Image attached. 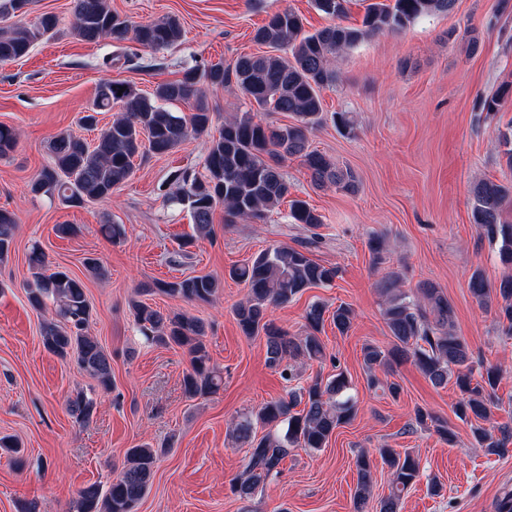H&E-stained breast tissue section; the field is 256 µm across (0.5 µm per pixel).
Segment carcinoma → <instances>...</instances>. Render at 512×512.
<instances>
[{
    "label": "carcinoma",
    "instance_id": "1",
    "mask_svg": "<svg viewBox=\"0 0 512 512\" xmlns=\"http://www.w3.org/2000/svg\"><path fill=\"white\" fill-rule=\"evenodd\" d=\"M346 2L314 0L319 12L338 22L313 33L303 32L302 18L297 13H274L254 33V40L269 51L241 56L228 67L217 63L202 70L188 69L180 78L157 85L151 97L127 82L99 83L91 108L79 122L95 130L98 114L116 105L123 112L100 129L92 145L67 132L55 135L48 144L51 164L33 180L31 192L56 197L69 207L110 199L132 175L134 158L167 155L186 141L209 134L213 113L206 101V88L233 83L256 105V111L224 119L218 135L207 142L204 173L180 167L168 179L174 187L168 200L187 210L199 232L212 233L213 216L219 207L224 208L227 225L238 220L266 221L290 194L291 185L281 163L293 157L300 159L310 172L315 187L334 186L347 194L356 193L355 174L308 145V134L323 119L321 91L336 83V57L373 35L399 32L421 17L448 14L454 10L456 0L371 3L359 25L339 22L346 15ZM58 25L56 15L45 13L33 23L10 26L0 33V61L25 57L39 40L55 33ZM71 30L86 42L130 38L154 49L166 48L182 37L181 24L175 17L135 24L112 11L106 0H75ZM282 49L288 51L289 57L278 54ZM507 95L505 87L479 98L478 120L492 124ZM178 103L192 104L191 111L172 110L171 106ZM260 112H285L294 117V122L274 126L258 118ZM16 143L15 130L0 125V157L9 155ZM471 194L473 223L482 237L498 247L500 262L511 270L512 221L505 217V203L512 197V181L482 179L473 185ZM289 217L309 232L301 248L269 247L229 272L231 278L247 288L245 297L233 309L241 333L248 338L264 337L267 363L281 369L287 381L294 378L290 361L325 357L319 333L326 313H331L333 325L342 334L350 330L354 320L350 306L340 304L330 312L319 302L305 313L303 336H292L269 319L270 308L288 303L309 288L331 285L338 273L335 267L310 257V247L318 239L314 230L322 224L321 215L307 202L293 199ZM16 226L15 213L0 208V263L11 253ZM368 248L373 264L385 263L383 236L371 235ZM28 264L33 277L26 287L29 304L36 310L44 309L49 301L54 306V317L44 320L40 328L44 348L62 360H74L97 380L102 391H110L112 357L89 333L93 314L83 283L65 270L51 267L38 247L32 248ZM220 287L218 278L200 275L155 281L143 292L191 303H212ZM469 291L479 304L497 307L498 319L508 323L507 333L512 335V274L492 285L476 269L469 279ZM380 293L392 344L389 348L364 345L368 384H379L376 370L387 368L393 361L410 359L434 385L454 383L460 394L455 407L459 419L490 420L498 406L496 390L504 372L496 365L473 360L468 343L454 331V310L443 291L430 282L419 284L414 292L407 291L402 274L390 271L380 283ZM132 309L138 331L146 341L186 349L190 368L183 376V389L188 398L207 396L220 389L222 377L211 365L205 343L206 324L201 318L180 312L164 314L141 300ZM349 386L342 371L326 381L318 377L287 398L268 401L245 415L237 424L236 433L238 441L248 446V461L232 481V491L249 499L260 483L278 473L281 461L291 450L325 447L336 428L354 415V403L344 397ZM69 407L76 423L84 425L94 415L96 400L80 391L69 400ZM256 424L267 429L259 439L253 435ZM472 436L486 454L504 456L512 444V427H498L495 436L478 425ZM161 454L148 443L128 449L124 466L109 485L91 483L78 490L76 512H136ZM380 456L390 472V492L381 499L379 512H398L402 494L420 477V461L409 451L401 453L391 448L381 449ZM356 468L353 508L354 512H365L372 491V466L366 453L357 455Z\"/></svg>",
    "mask_w": 512,
    "mask_h": 512
}]
</instances>
